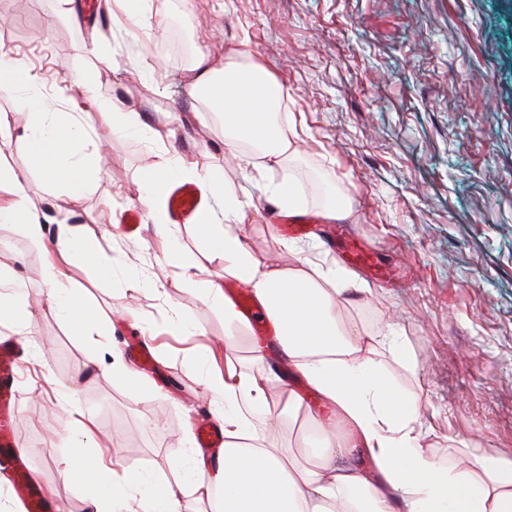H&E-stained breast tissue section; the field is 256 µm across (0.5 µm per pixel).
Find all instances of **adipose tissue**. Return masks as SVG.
<instances>
[{
	"instance_id": "adipose-tissue-1",
	"label": "adipose tissue",
	"mask_w": 512,
	"mask_h": 512,
	"mask_svg": "<svg viewBox=\"0 0 512 512\" xmlns=\"http://www.w3.org/2000/svg\"><path fill=\"white\" fill-rule=\"evenodd\" d=\"M194 87L209 111L223 115L225 144L252 146L245 163L260 158L282 166L289 161L294 150L288 129L294 121L280 119L284 89L264 64L247 53L220 72L200 64ZM0 94L12 95L17 110L26 114L31 129L27 156L45 181L66 187L74 198L99 181L100 162L86 152L88 134L74 110L45 105L19 66L0 67ZM83 96L109 128L144 131L140 113L124 102L100 99L89 86ZM180 171V166L163 164L139 189V201L167 241L173 232L164 192L169 177ZM0 186L9 193L0 206V222L21 224L30 240L43 242L46 226L32 210L25 177L0 161ZM243 215L241 200L225 194L220 209H208L203 233L210 249L223 257L225 276L249 288L271 319L282 353L306 379L320 410L311 412L292 395L287 413H272L266 378L225 365L223 377L208 384L224 400V464L196 487L211 512H512V459L481 455L446 468L421 447L414 403L385 382L374 345L338 315L346 292L361 290L357 278L324 257L302 259L297 268L277 266L252 248ZM56 243L59 259L48 264L50 300L82 335H106L109 315L82 306L74 287L63 284L59 264L78 260L106 274L111 264L99 245L71 228H63ZM202 271L199 265L184 266L182 284L223 307L225 337L233 339L236 312ZM299 412L314 418L325 434L323 448L310 463L300 462L291 448L274 439L287 415ZM355 443L370 457L372 471H360L348 461L345 450ZM90 473L97 481L85 512H133L139 499L147 502V512H185L180 482L164 484L134 470L116 473L100 453L68 457V477Z\"/></svg>"
}]
</instances>
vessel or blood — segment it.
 Returning <instances> with one entry per match:
<instances>
[{
	"instance_id": "obj_1",
	"label": "vessel or blood",
	"mask_w": 512,
	"mask_h": 512,
	"mask_svg": "<svg viewBox=\"0 0 512 512\" xmlns=\"http://www.w3.org/2000/svg\"><path fill=\"white\" fill-rule=\"evenodd\" d=\"M169 220L174 224H199L205 219V204L196 185L173 183L166 201ZM21 351L9 340H0V467L11 469L13 491L25 512H57L54 497L42 486L28 478L27 465L15 447L11 432V413L20 398L17 372ZM191 433L198 447L222 448L224 426L208 418L194 423Z\"/></svg>"
}]
</instances>
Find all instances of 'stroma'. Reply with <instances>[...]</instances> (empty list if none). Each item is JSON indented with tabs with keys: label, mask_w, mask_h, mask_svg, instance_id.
Segmentation results:
<instances>
[{
	"label": "stroma",
	"mask_w": 512,
	"mask_h": 512,
	"mask_svg": "<svg viewBox=\"0 0 512 512\" xmlns=\"http://www.w3.org/2000/svg\"><path fill=\"white\" fill-rule=\"evenodd\" d=\"M87 2L0 0V51L57 106L82 81L134 107L152 130L174 131L179 160L246 202L254 250L279 266L326 251L333 223L316 190L326 183L349 202L344 223L373 254L372 269L357 271L369 294H354L341 317L366 332L393 326L378 359L391 386L420 403L423 447L445 465L468 452L512 459V0H152L150 27L131 23L123 33L105 24L103 0L92 10ZM95 39L110 65L88 54ZM242 49L287 88L282 107L296 122L290 165L261 174L227 154L220 116L193 97L199 54L219 69ZM80 123L103 171L75 201L29 162L27 120L0 95V124L9 129L0 156L24 174L34 211L49 233L76 226L112 264L108 277L66 267L84 301L112 316L110 340L77 335L47 298V246L21 225L0 223V257L10 266L0 280L26 309L21 328L0 326L23 347L13 430L28 451L30 480L62 512H84L89 482L65 474L77 448L102 445L117 467L171 480L181 475L172 451L187 448L193 477L205 474L211 453L193 448L189 426L223 412L207 383L225 362L247 373L275 365L271 411L292 392L318 402L279 347L265 362L254 359L250 327L225 342L223 312L179 286L180 270L163 265L149 218L133 232L118 224L138 208L137 188L166 148L144 133H112L90 105ZM285 179L303 192L299 214L320 218L300 236L278 233L265 197ZM173 231L186 260L236 288L199 225ZM180 315L190 328L176 326ZM135 334L152 343L155 370L134 364L124 377L110 354L124 352ZM77 410L93 417V435L69 424ZM193 477L183 499L192 512H207Z\"/></svg>",
	"instance_id": "35a3bbf8"
}]
</instances>
